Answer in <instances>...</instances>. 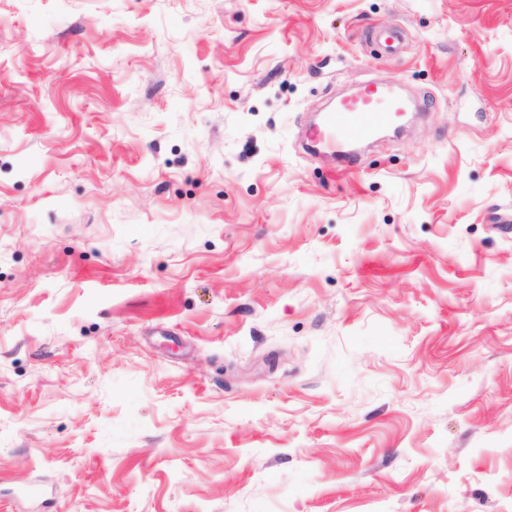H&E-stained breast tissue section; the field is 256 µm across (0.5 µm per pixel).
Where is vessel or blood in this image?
Instances as JSON below:
<instances>
[{
	"label": "vessel or blood",
	"instance_id": "1",
	"mask_svg": "<svg viewBox=\"0 0 512 512\" xmlns=\"http://www.w3.org/2000/svg\"><path fill=\"white\" fill-rule=\"evenodd\" d=\"M405 113L404 102L393 95L388 86L372 81L354 96L340 99L324 111L319 122L306 133L310 148L323 150L353 165L352 143L371 139L382 129L395 126Z\"/></svg>",
	"mask_w": 512,
	"mask_h": 512
}]
</instances>
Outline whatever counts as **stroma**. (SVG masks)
<instances>
[{"mask_svg":"<svg viewBox=\"0 0 512 512\" xmlns=\"http://www.w3.org/2000/svg\"><path fill=\"white\" fill-rule=\"evenodd\" d=\"M511 213L512 0H0V512H512ZM404 113V102L387 85L372 81L357 95L344 97L324 111L319 122L306 132V140L313 150L337 156L343 165L351 167L356 155L348 151L350 145L395 126Z\"/></svg>","mask_w":512,"mask_h":512,"instance_id":"1","label":"stroma"}]
</instances>
